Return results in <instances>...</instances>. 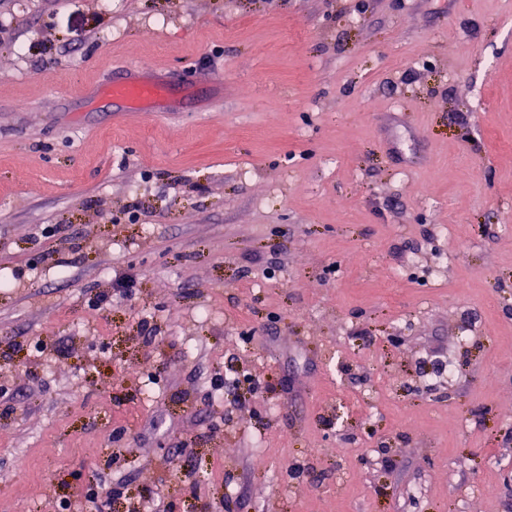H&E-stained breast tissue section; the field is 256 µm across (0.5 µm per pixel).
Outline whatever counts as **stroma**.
<instances>
[{
    "label": "stroma",
    "instance_id": "stroma-1",
    "mask_svg": "<svg viewBox=\"0 0 512 512\" xmlns=\"http://www.w3.org/2000/svg\"><path fill=\"white\" fill-rule=\"evenodd\" d=\"M0 25V512H512V0ZM113 100L125 103L132 112H149L167 92L166 84L156 76L133 75L94 87Z\"/></svg>",
    "mask_w": 512,
    "mask_h": 512
}]
</instances>
